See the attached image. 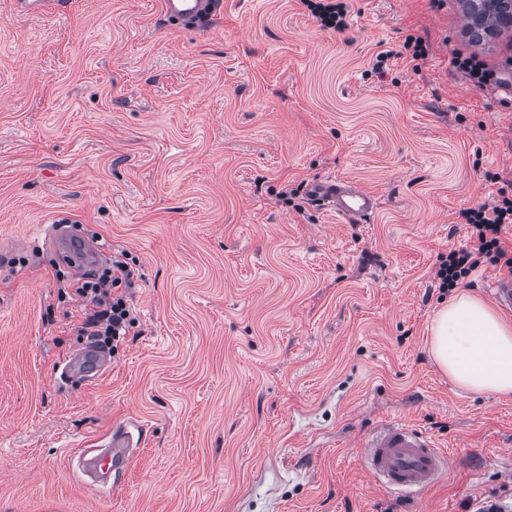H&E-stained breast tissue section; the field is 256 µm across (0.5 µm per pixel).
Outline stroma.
I'll list each match as a JSON object with an SVG mask.
<instances>
[{
	"label": "stroma",
	"mask_w": 512,
	"mask_h": 512,
	"mask_svg": "<svg viewBox=\"0 0 512 512\" xmlns=\"http://www.w3.org/2000/svg\"><path fill=\"white\" fill-rule=\"evenodd\" d=\"M344 2L341 30L301 0H224L191 30L161 0H0V512H466L512 488V394L460 389L430 349L438 258L512 180V26L476 42L462 0ZM325 177L376 212L310 201ZM61 212L137 268L136 322L81 387ZM132 419L137 456L97 494L68 447ZM393 419L450 459L425 492L361 466ZM456 68L464 72L475 86L485 87L498 81L495 71L488 69L484 63L478 61L475 56L462 57L458 55L454 59ZM309 192L313 201L352 221H360L369 216L378 205L373 193L336 178L314 181Z\"/></svg>",
	"instance_id": "35a3bbf8"
}]
</instances>
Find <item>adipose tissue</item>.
<instances>
[{
    "mask_svg": "<svg viewBox=\"0 0 512 512\" xmlns=\"http://www.w3.org/2000/svg\"><path fill=\"white\" fill-rule=\"evenodd\" d=\"M439 367L473 393L512 392V325L480 298L463 292L441 307L431 325Z\"/></svg>",
    "mask_w": 512,
    "mask_h": 512,
    "instance_id": "ef3b65f1",
    "label": "adipose tissue"
}]
</instances>
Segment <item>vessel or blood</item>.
<instances>
[{
	"instance_id": "vessel-or-blood-1",
	"label": "vessel or blood",
	"mask_w": 512,
	"mask_h": 512,
	"mask_svg": "<svg viewBox=\"0 0 512 512\" xmlns=\"http://www.w3.org/2000/svg\"><path fill=\"white\" fill-rule=\"evenodd\" d=\"M223 0H163L165 20L196 27L217 16ZM313 201L326 206L339 215L359 221L376 209V196L362 187L334 178L314 181L310 186ZM51 238L62 253L81 267L95 261L103 251L99 240L86 235L67 236L52 233ZM493 299L505 310H512V276L499 273L486 280ZM104 353L93 345H85L78 353L64 361L65 378H79L84 383L99 379L108 369ZM142 423L119 425L112 431V454L100 458L103 471L120 473L129 461L127 450L133 445V435L143 432ZM450 460L437 448L435 442L411 425L402 421L379 424L368 436L362 456L364 471L379 485L397 493H417L434 484L447 472Z\"/></svg>"
}]
</instances>
